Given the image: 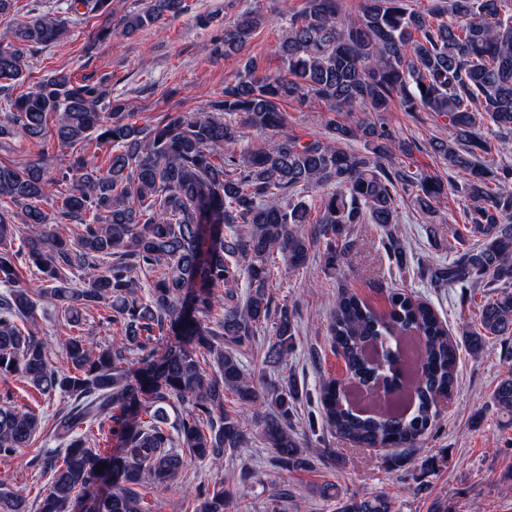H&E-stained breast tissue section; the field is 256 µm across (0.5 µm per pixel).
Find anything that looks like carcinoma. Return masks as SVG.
Masks as SVG:
<instances>
[{"instance_id": "1", "label": "carcinoma", "mask_w": 512, "mask_h": 512, "mask_svg": "<svg viewBox=\"0 0 512 512\" xmlns=\"http://www.w3.org/2000/svg\"><path fill=\"white\" fill-rule=\"evenodd\" d=\"M18 2L0 0V22L11 34L0 41V138L20 134L42 152L25 163L0 161V377L20 376L46 397L70 399L52 418L64 452L48 459V493L37 512H152L146 490L180 476L185 448L221 465L257 440L278 468L313 467V449L296 434V382L288 373L295 316L283 306L272 317L274 269L305 268L314 243L326 268L336 269L350 248L347 226L396 223L405 196L421 215L436 213L448 186L406 164L413 145L383 118L394 103L448 120L450 139L433 149L469 174L464 229L478 245L431 270L446 285H497L472 323L462 324V343L478 354L486 342L512 337V166L487 160L492 148L481 132L512 134V0L422 7L361 0L354 16L343 13L341 0H304L298 10L287 2L277 72H260L252 56L206 114L168 112L146 126L129 121L105 77L77 81L58 69L26 83L29 58L58 42L68 20L21 19ZM111 5L67 0L66 10L105 17L100 38L111 34ZM185 9V0H151L120 24L131 36ZM261 24L259 15L241 16L224 27L215 51L242 50ZM311 99L363 117L329 119L326 134L305 141L280 132L283 102ZM231 114L267 134L266 143L235 150L245 132L225 121ZM93 142L110 148L104 168L88 158ZM52 148L69 155L68 165L46 166ZM293 189L321 190L318 203L289 197ZM58 223L74 229L62 235L51 228ZM382 245L397 268L406 265L402 240L389 234ZM30 267L41 274L36 285L25 277ZM78 273L80 288L73 286ZM45 300L68 330L58 339L65 370L31 328ZM387 301L378 311L345 289L331 299L326 335L346 377L324 379L318 399L336 433L356 448L402 449L391 461L414 475L436 467L414 452L436 426L438 403L454 393L459 343L427 302L398 288ZM93 310L112 326L107 344L79 334ZM270 322L263 363L277 373L261 390L244 358ZM380 385L394 393L385 409L374 394ZM173 402L184 409L170 429ZM490 403L512 419V368ZM94 427L108 428L117 452L89 447L86 430ZM43 428L41 414L0 401V454L32 447ZM100 463L107 467L99 473ZM318 492L336 499V512H393L382 492L343 496L332 483ZM192 502V512H239L241 505L222 483L197 485ZM0 512L31 508L26 496L0 490Z\"/></svg>"}]
</instances>
